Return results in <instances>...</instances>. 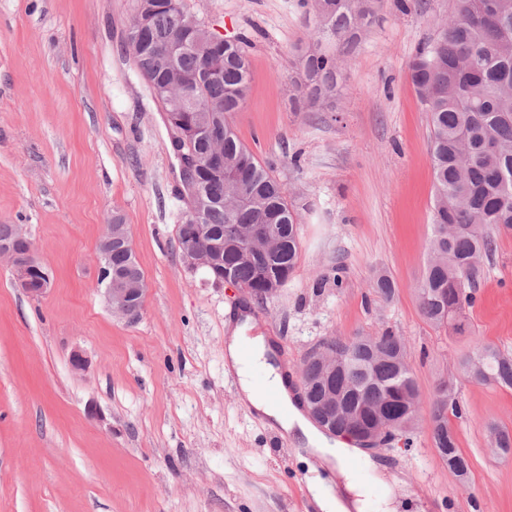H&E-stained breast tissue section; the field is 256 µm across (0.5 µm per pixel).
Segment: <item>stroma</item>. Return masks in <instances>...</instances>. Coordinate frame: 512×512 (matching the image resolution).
Segmentation results:
<instances>
[{"instance_id": "35a3bbf8", "label": "stroma", "mask_w": 512, "mask_h": 512, "mask_svg": "<svg viewBox=\"0 0 512 512\" xmlns=\"http://www.w3.org/2000/svg\"><path fill=\"white\" fill-rule=\"evenodd\" d=\"M183 3L214 32L249 37L250 94L231 122L301 214L299 263L262 303L182 264L171 132L126 46L134 0H0V224L23 225L52 276L36 299L0 261V512H318L309 486L335 475L296 439L274 447L225 371L226 325L242 307L295 372L330 337L406 339L419 413L408 437L360 454L370 512H512V455L487 432L492 421L512 431V388L462 367L479 340L512 354V231L495 235L463 332L428 323L416 292L434 187L408 64L455 0H380L317 112L290 101L308 46L300 0ZM116 212L144 279L132 324L99 283ZM379 271L392 300L371 288ZM76 351L85 370L71 366ZM444 381L463 410L465 483L431 440Z\"/></svg>"}]
</instances>
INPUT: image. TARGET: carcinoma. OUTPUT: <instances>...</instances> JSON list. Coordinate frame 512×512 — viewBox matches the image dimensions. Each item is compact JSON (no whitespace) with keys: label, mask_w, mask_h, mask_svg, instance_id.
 Segmentation results:
<instances>
[{"label":"carcinoma","mask_w":512,"mask_h":512,"mask_svg":"<svg viewBox=\"0 0 512 512\" xmlns=\"http://www.w3.org/2000/svg\"><path fill=\"white\" fill-rule=\"evenodd\" d=\"M377 0H302L309 14L308 50L299 66L304 79L294 98L318 110L336 93L338 57L356 44L358 31L373 16ZM136 19H144L149 38L178 39L195 21L182 0H138ZM196 37L174 61L141 51L143 79L176 106L174 121L192 138L193 150L206 159L224 152V173L200 171L209 201L203 223L214 233L226 224H269L279 245L245 256L224 245L223 263L207 269L213 280L224 269L265 297L276 295L294 273L300 258V215L288 188L262 165L241 141L229 118L244 109L251 82L246 36L218 47L202 23ZM409 76L428 112L429 155L434 176L432 259L419 285L423 317L433 326L463 330L464 311L476 301L474 278L491 259L492 229L512 230V0H456L454 14L439 26L434 40L410 60ZM180 77L196 82L194 103L179 105ZM218 114L211 132L194 130L189 117ZM112 277H142L141 269L120 245L112 246ZM385 300L394 283L377 275L372 283ZM345 360L328 366L305 359L302 375L313 404L336 423L373 428L391 419L401 401L417 399V386L404 337L389 330L374 336L337 337ZM464 368L477 381L512 388V356L480 342ZM462 409L451 382L436 388L431 438L448 468L464 481L469 464L459 452L450 417ZM490 445L512 451V432L492 426Z\"/></svg>","instance_id":"1"}]
</instances>
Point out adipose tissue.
<instances>
[{"mask_svg":"<svg viewBox=\"0 0 512 512\" xmlns=\"http://www.w3.org/2000/svg\"><path fill=\"white\" fill-rule=\"evenodd\" d=\"M252 318L243 315L240 322L224 338V357L227 364L238 376L240 396L256 412L264 415L272 424L292 435L324 460L334 465L342 479V495H327L317 492L315 500L322 512H368V499L363 487L358 483L346 460L353 456V448L345 442L327 441L294 405L295 392L285 380V372L269 361L272 351L264 336L252 335ZM250 351V360H243V351ZM266 370L271 383L278 392L277 405H270L255 389L253 373Z\"/></svg>","mask_w":512,"mask_h":512,"instance_id":"obj_1","label":"adipose tissue"}]
</instances>
